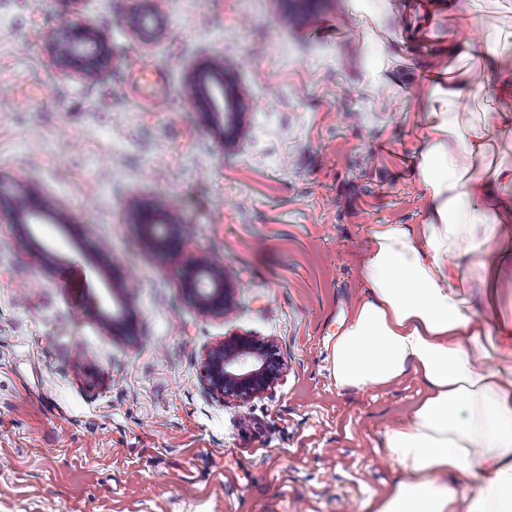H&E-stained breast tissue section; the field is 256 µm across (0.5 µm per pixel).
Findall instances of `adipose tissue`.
<instances>
[{
  "mask_svg": "<svg viewBox=\"0 0 512 512\" xmlns=\"http://www.w3.org/2000/svg\"><path fill=\"white\" fill-rule=\"evenodd\" d=\"M484 80L468 84L471 72ZM512 29L448 47L425 99L427 143L416 167L431 210L424 224H380L361 264L364 296L330 337L337 388L364 390L414 372L427 393L382 451L401 477L360 512H512V316L499 269L512 260ZM478 276L485 309L458 288Z\"/></svg>",
  "mask_w": 512,
  "mask_h": 512,
  "instance_id": "adipose-tissue-1",
  "label": "adipose tissue"
}]
</instances>
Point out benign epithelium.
<instances>
[{"mask_svg":"<svg viewBox=\"0 0 512 512\" xmlns=\"http://www.w3.org/2000/svg\"><path fill=\"white\" fill-rule=\"evenodd\" d=\"M134 34L150 41L160 33L152 0H142V6L129 20ZM52 51L59 64L77 69L85 79L98 76L110 56L109 45L100 26L89 22L77 27L64 25L52 40ZM198 85V92L215 114H225L233 122L238 113L232 111L225 84L224 66L212 60ZM6 214L14 224H48L57 221V208L47 197L27 188H20L8 200L0 199V215ZM150 227L149 239L159 244L181 232V225L172 217L169 208L158 207L146 218ZM199 310L207 314H228L232 311L230 289L223 268L208 259L196 264L193 278ZM102 325L117 332L122 316L93 308ZM204 380L208 390L219 398H246L261 394L274 386L282 374L281 363L272 355L269 345L250 336H234L211 348L203 363Z\"/></svg>","mask_w":512,"mask_h":512,"instance_id":"benign-epithelium-1","label":"benign epithelium"}]
</instances>
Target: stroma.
<instances>
[{
    "label": "stroma",
    "mask_w": 512,
    "mask_h": 512,
    "mask_svg": "<svg viewBox=\"0 0 512 512\" xmlns=\"http://www.w3.org/2000/svg\"><path fill=\"white\" fill-rule=\"evenodd\" d=\"M0 0V193L51 198L59 223L0 221V512H359L398 473L385 430L425 394L413 373L340 390L327 339L365 294L378 224L424 223L416 178L424 78L448 46L512 24V0H469L431 38L406 0ZM101 25L111 56L86 80L51 50ZM223 57L237 128L197 92ZM165 201L185 232L145 239ZM222 261L230 314L202 313L195 263ZM125 302L112 334L94 303ZM272 345L279 382L220 399L203 378L232 336ZM142 6L133 13L129 23L134 34L143 41H150L160 33L161 24L157 21L154 1L142 0Z\"/></svg>",
    "instance_id": "obj_1"
}]
</instances>
